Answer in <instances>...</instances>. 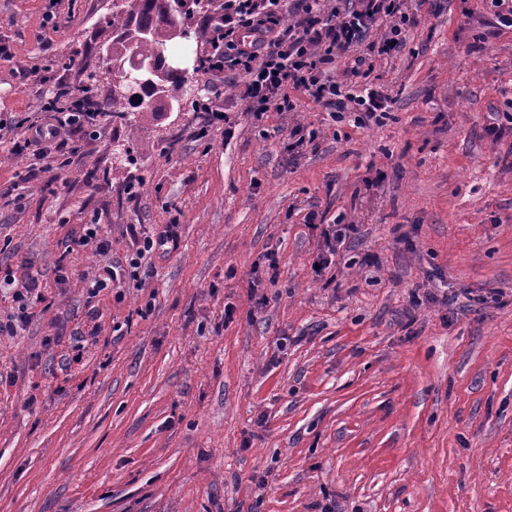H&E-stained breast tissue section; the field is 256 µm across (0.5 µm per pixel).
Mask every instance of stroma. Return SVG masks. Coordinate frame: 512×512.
Masks as SVG:
<instances>
[{"instance_id": "35a3bbf8", "label": "stroma", "mask_w": 512, "mask_h": 512, "mask_svg": "<svg viewBox=\"0 0 512 512\" xmlns=\"http://www.w3.org/2000/svg\"><path fill=\"white\" fill-rule=\"evenodd\" d=\"M111 15L0 0V270L41 283L0 334V512H512V29L488 0H424L398 56L372 31L377 122L293 89L257 118L197 70L224 125L102 114L46 183L14 124L45 95L68 111ZM311 215L355 227L320 275ZM90 222L107 257L76 243Z\"/></svg>"}]
</instances>
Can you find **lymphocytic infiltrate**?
<instances>
[{
    "instance_id": "f902f5d3",
    "label": "lymphocytic infiltrate",
    "mask_w": 512,
    "mask_h": 512,
    "mask_svg": "<svg viewBox=\"0 0 512 512\" xmlns=\"http://www.w3.org/2000/svg\"><path fill=\"white\" fill-rule=\"evenodd\" d=\"M295 16L282 12V0H224V11L211 17L216 36L205 60L208 70L241 75L243 98L254 115L290 112L294 105L289 89L307 92L314 101L344 112L354 109L376 117L385 109L384 95L375 89L361 93L330 79L327 64L355 55L367 33L379 22L387 26L372 48L378 55L392 56L406 45V27L411 21L409 0H296ZM91 121L86 110L65 113L57 121L29 124L28 133L14 142L17 155H32L47 180L58 177L53 150L66 144L69 127H84ZM14 287L17 311L0 321V332L16 331L29 318L39 287L36 275L16 280L13 274L0 279Z\"/></svg>"
}]
</instances>
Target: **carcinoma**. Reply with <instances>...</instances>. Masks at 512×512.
<instances>
[{
	"label": "carcinoma",
	"instance_id": "1",
	"mask_svg": "<svg viewBox=\"0 0 512 512\" xmlns=\"http://www.w3.org/2000/svg\"><path fill=\"white\" fill-rule=\"evenodd\" d=\"M136 5H124L112 0V40H104L92 48L101 56L111 51L112 76L125 72L132 59L152 66L157 75L154 83L142 88L135 98L109 94L95 103L99 110L127 126L153 119L169 110L179 109L183 88L191 83L187 73L166 68V56L171 42L184 39L182 32L194 10L204 11L202 0H135Z\"/></svg>",
	"mask_w": 512,
	"mask_h": 512
}]
</instances>
